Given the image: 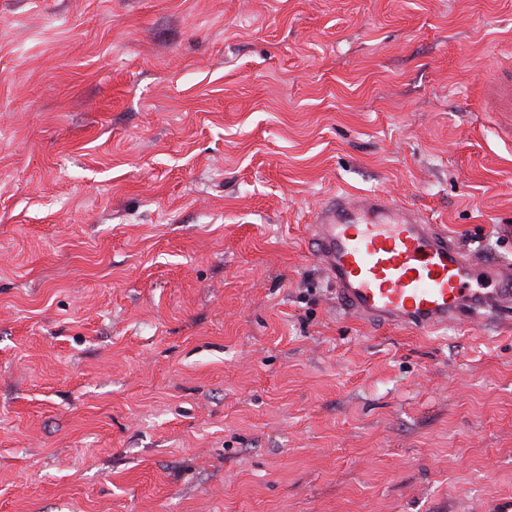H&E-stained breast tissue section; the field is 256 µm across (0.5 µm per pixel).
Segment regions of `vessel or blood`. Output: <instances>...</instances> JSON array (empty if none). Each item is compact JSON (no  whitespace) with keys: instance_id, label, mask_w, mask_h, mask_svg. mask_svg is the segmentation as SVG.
<instances>
[{"instance_id":"1","label":"vessel or blood","mask_w":512,"mask_h":512,"mask_svg":"<svg viewBox=\"0 0 512 512\" xmlns=\"http://www.w3.org/2000/svg\"><path fill=\"white\" fill-rule=\"evenodd\" d=\"M311 231L337 304L360 321L416 331L512 322V270L390 196L336 197L317 209Z\"/></svg>"}]
</instances>
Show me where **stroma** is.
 <instances>
[{
	"label": "stroma",
	"mask_w": 512,
	"mask_h": 512,
	"mask_svg": "<svg viewBox=\"0 0 512 512\" xmlns=\"http://www.w3.org/2000/svg\"><path fill=\"white\" fill-rule=\"evenodd\" d=\"M342 193L512 263V0H0V512L512 506V326L338 309Z\"/></svg>",
	"instance_id": "35a3bbf8"
}]
</instances>
